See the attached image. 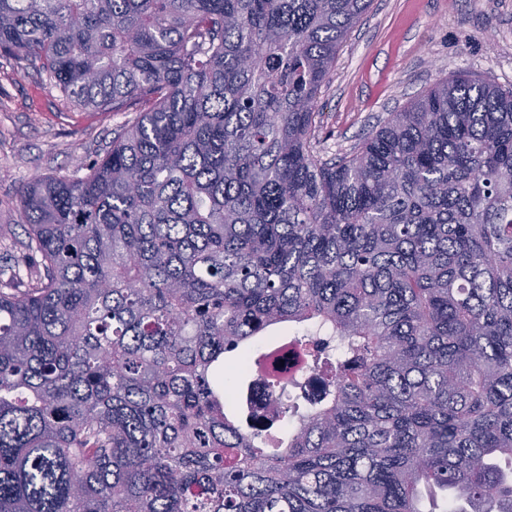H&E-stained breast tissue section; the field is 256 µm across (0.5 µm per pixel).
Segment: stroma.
<instances>
[{"instance_id":"1","label":"stroma","mask_w":512,"mask_h":512,"mask_svg":"<svg viewBox=\"0 0 512 512\" xmlns=\"http://www.w3.org/2000/svg\"><path fill=\"white\" fill-rule=\"evenodd\" d=\"M460 71L512 87V0H373L340 48L319 100L324 158L348 152L377 120ZM125 112H88L27 61L0 58V230L25 241L23 188L74 175L102 156Z\"/></svg>"}]
</instances>
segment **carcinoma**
<instances>
[{
    "instance_id": "obj_1",
    "label": "carcinoma",
    "mask_w": 512,
    "mask_h": 512,
    "mask_svg": "<svg viewBox=\"0 0 512 512\" xmlns=\"http://www.w3.org/2000/svg\"><path fill=\"white\" fill-rule=\"evenodd\" d=\"M372 0H0V57L133 112L20 200L0 512H512V88L436 80L351 151L316 118ZM282 421L230 394L275 327Z\"/></svg>"
}]
</instances>
